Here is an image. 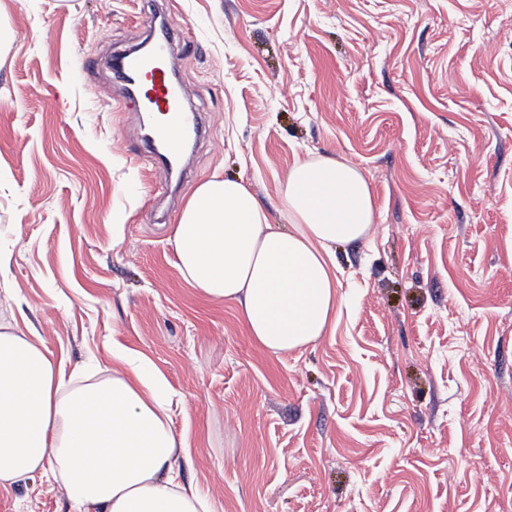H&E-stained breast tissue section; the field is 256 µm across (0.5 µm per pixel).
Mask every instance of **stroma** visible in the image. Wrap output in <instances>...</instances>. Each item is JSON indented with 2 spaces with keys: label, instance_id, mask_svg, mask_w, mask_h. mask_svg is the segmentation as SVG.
<instances>
[{
  "label": "stroma",
  "instance_id": "1",
  "mask_svg": "<svg viewBox=\"0 0 512 512\" xmlns=\"http://www.w3.org/2000/svg\"><path fill=\"white\" fill-rule=\"evenodd\" d=\"M1 1L0 315L92 373L148 356L223 512H512V0ZM154 10L208 129L176 182L112 72ZM298 155L358 166L379 217L334 248L332 328L275 356L170 238L215 172L286 223ZM0 512L68 506L37 477Z\"/></svg>",
  "mask_w": 512,
  "mask_h": 512
}]
</instances>
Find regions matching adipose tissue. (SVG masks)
Listing matches in <instances>:
<instances>
[{"instance_id": "obj_1", "label": "adipose tissue", "mask_w": 512, "mask_h": 512, "mask_svg": "<svg viewBox=\"0 0 512 512\" xmlns=\"http://www.w3.org/2000/svg\"><path fill=\"white\" fill-rule=\"evenodd\" d=\"M281 196L285 229L243 181L211 175L191 189L171 238L184 281L235 305L274 355L327 334L339 301L333 248L376 222L368 180L344 160L296 158ZM170 411L145 355L115 348L95 379L36 332L0 321V488L60 482L69 512H218L180 478L186 444Z\"/></svg>"}]
</instances>
